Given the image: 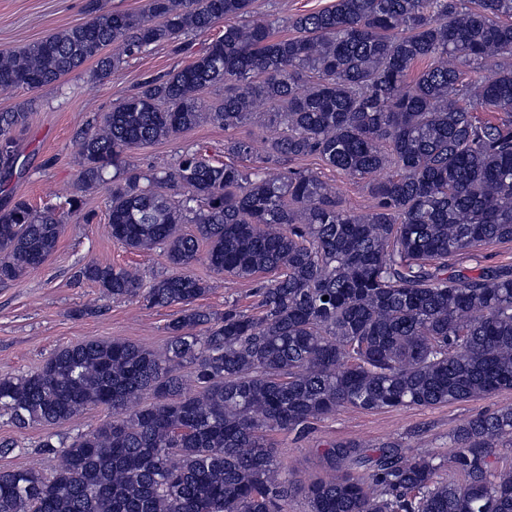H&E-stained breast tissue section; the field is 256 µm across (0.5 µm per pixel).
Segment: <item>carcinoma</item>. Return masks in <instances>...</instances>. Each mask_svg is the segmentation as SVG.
Here are the masks:
<instances>
[{
  "instance_id": "obj_1",
  "label": "carcinoma",
  "mask_w": 512,
  "mask_h": 512,
  "mask_svg": "<svg viewBox=\"0 0 512 512\" xmlns=\"http://www.w3.org/2000/svg\"><path fill=\"white\" fill-rule=\"evenodd\" d=\"M250 5L148 0L141 17L96 11L20 52L1 50L0 91L39 89L90 61L109 77L156 45L186 49ZM274 25L224 26L81 132L79 178L105 188L112 240L162 247L173 271L147 282L90 261L79 277L114 299L182 314L162 353L88 340L0 378V412L17 429L112 410L68 443H43L60 448L53 474L1 469L0 512H287L293 486L268 433L304 434L343 408L431 407L512 389V265L448 271L478 246L512 240V0H335L288 18L289 36ZM489 59L500 64L479 74ZM464 67L478 76L461 81ZM218 84L224 101L204 109L199 93ZM259 103L274 107L268 121L283 130L264 157L281 168L276 176L198 150L168 171L126 168L133 148L203 121L238 128ZM27 120L21 105L0 112L5 180ZM224 152L250 158L255 141L230 139ZM312 156L367 181V211L344 207L315 172L292 166ZM161 184L183 189L180 200ZM82 207L76 195L41 210L22 197L0 207V283L42 265ZM202 244L217 274L276 273L255 289L258 313L194 306L207 286L184 270ZM185 365L195 393L185 390ZM506 439L512 407L460 424L449 463L461 484L436 480L434 454L334 444L324 456L345 474L302 488L308 512H512V470L491 462Z\"/></svg>"
}]
</instances>
